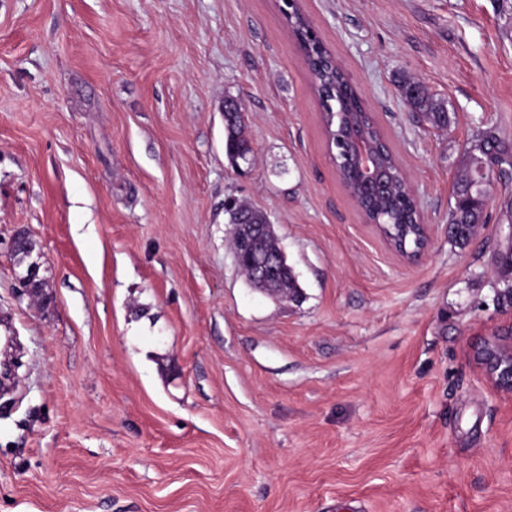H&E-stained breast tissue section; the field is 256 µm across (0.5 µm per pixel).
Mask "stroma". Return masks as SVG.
Segmentation results:
<instances>
[{"instance_id": "obj_1", "label": "stroma", "mask_w": 512, "mask_h": 512, "mask_svg": "<svg viewBox=\"0 0 512 512\" xmlns=\"http://www.w3.org/2000/svg\"><path fill=\"white\" fill-rule=\"evenodd\" d=\"M282 0H0V512H512V183L466 247L475 135L512 141V0H300L416 190L415 261L337 174ZM409 75L448 107L414 119ZM254 157L224 155V99ZM273 224L301 304L252 289L224 203ZM47 305L18 295L15 231ZM468 191L458 182L453 189L454 204L449 213V226L451 237L456 244L465 246L473 236L471 228L482 221L483 204L478 199H472L468 207L463 208L457 203V199L463 197ZM455 196V197H454ZM452 227L457 229L452 232ZM471 357L497 390L512 395V336L483 337L472 344Z\"/></svg>"}]
</instances>
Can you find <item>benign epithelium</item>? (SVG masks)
Listing matches in <instances>:
<instances>
[{
	"label": "benign epithelium",
	"instance_id": "benign-epithelium-1",
	"mask_svg": "<svg viewBox=\"0 0 512 512\" xmlns=\"http://www.w3.org/2000/svg\"><path fill=\"white\" fill-rule=\"evenodd\" d=\"M345 140L348 145L347 157L356 168L361 193L373 195L385 191L389 179L380 160V146L356 126L346 131ZM488 160L489 155L486 153L471 150L467 152L464 179L468 182L469 189L475 190L483 200L487 198L492 182ZM273 239L275 229L272 224L235 225V262L237 266L249 269L253 281L262 290L298 304L303 299V291L298 288L297 281L293 279L285 287L275 278L277 268L286 260L285 253L281 249L269 251L263 248V243ZM33 248L34 242L29 234L25 231L18 232L11 243L15 265L23 264V256L30 254ZM40 268L41 263L38 261L27 264L25 272L18 276V283L25 294L42 302L45 288ZM471 357L497 390L512 395V336L494 334L483 337L472 344Z\"/></svg>",
	"mask_w": 512,
	"mask_h": 512
}]
</instances>
